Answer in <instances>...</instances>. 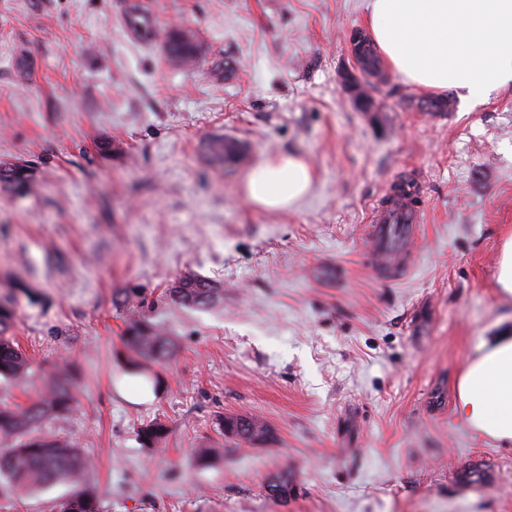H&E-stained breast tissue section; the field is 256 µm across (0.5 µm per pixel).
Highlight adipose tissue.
<instances>
[{"label":"adipose tissue","instance_id":"ef3b65f1","mask_svg":"<svg viewBox=\"0 0 512 512\" xmlns=\"http://www.w3.org/2000/svg\"><path fill=\"white\" fill-rule=\"evenodd\" d=\"M368 31L390 68L431 93L457 90L475 102L512 84V0H370ZM307 160L288 153L245 179L261 210H287L311 190ZM457 417L471 430L512 444V335L482 343L457 384Z\"/></svg>","mask_w":512,"mask_h":512}]
</instances>
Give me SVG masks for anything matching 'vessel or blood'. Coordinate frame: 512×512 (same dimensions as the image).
I'll use <instances>...</instances> for the list:
<instances>
[{
  "label": "vessel or blood",
  "mask_w": 512,
  "mask_h": 512,
  "mask_svg": "<svg viewBox=\"0 0 512 512\" xmlns=\"http://www.w3.org/2000/svg\"><path fill=\"white\" fill-rule=\"evenodd\" d=\"M425 216L415 175L394 181L374 206L367 227L372 265L391 277L402 276L411 266L412 244Z\"/></svg>",
  "instance_id": "1"
}]
</instances>
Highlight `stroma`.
<instances>
[{
  "label": "stroma",
  "instance_id": "obj_1",
  "mask_svg": "<svg viewBox=\"0 0 512 512\" xmlns=\"http://www.w3.org/2000/svg\"><path fill=\"white\" fill-rule=\"evenodd\" d=\"M0 0V297L33 359L24 403L64 366L80 381L46 433L92 461L100 512H512V446L455 415L481 341L512 329L496 290L512 235V87L447 111L392 70L355 64L370 0ZM200 46L168 56L170 30ZM243 159L209 164L206 143ZM312 167L293 209L248 204L268 157ZM419 176L428 214L401 278L365 259V225L392 180ZM193 273L223 285L207 309L168 290ZM26 289L14 291L13 281ZM163 324L175 355L149 366L151 399L123 395L131 317ZM266 421L262 446L219 419ZM161 419L165 445L137 431ZM217 449L207 465L200 449ZM287 473V500L265 485ZM0 486V512H59L73 492Z\"/></svg>",
  "mask_w": 512,
  "mask_h": 512
}]
</instances>
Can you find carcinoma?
Segmentation results:
<instances>
[{"label": "carcinoma", "instance_id": "obj_1", "mask_svg": "<svg viewBox=\"0 0 512 512\" xmlns=\"http://www.w3.org/2000/svg\"><path fill=\"white\" fill-rule=\"evenodd\" d=\"M167 50L172 59L185 65L195 62L198 46L183 31L173 30L167 37ZM208 160L220 166L241 159L240 148L222 138L207 144ZM171 299L187 308H205L224 296V289L196 274L181 277L169 288ZM15 322L13 297L0 299V383L19 384L31 373L27 353L12 336ZM125 344L127 364L137 374H146V363H166L174 354L173 338L146 318L133 321L127 328ZM76 382L64 369L56 374L41 393L26 406L0 403V433L14 439L9 448H0V483L24 492H36L57 483L81 484L90 461L75 443L37 432L46 420L69 413L75 403ZM219 425L224 437L248 444L262 443L269 438L268 426L252 415H225ZM168 435L167 425L154 420L140 427L138 438L145 448L160 446ZM288 475L271 478L267 494L282 500L288 498ZM62 512H98L93 492L79 489L61 505Z\"/></svg>", "mask_w": 512, "mask_h": 512}]
</instances>
